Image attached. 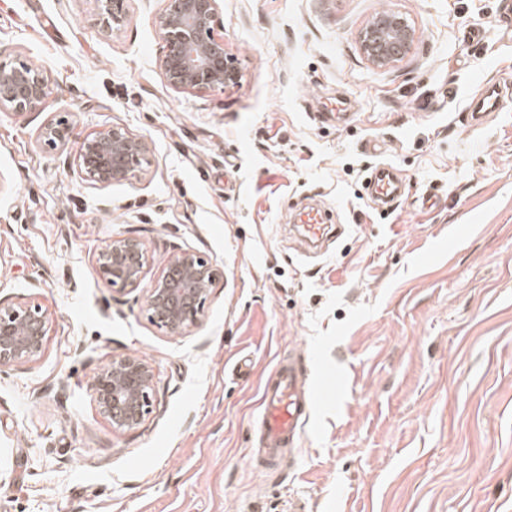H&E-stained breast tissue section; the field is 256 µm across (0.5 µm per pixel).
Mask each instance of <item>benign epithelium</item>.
Listing matches in <instances>:
<instances>
[{
	"instance_id": "benign-epithelium-1",
	"label": "benign epithelium",
	"mask_w": 512,
	"mask_h": 512,
	"mask_svg": "<svg viewBox=\"0 0 512 512\" xmlns=\"http://www.w3.org/2000/svg\"><path fill=\"white\" fill-rule=\"evenodd\" d=\"M107 29L125 20V0H96ZM218 0H165L159 27L166 52L159 68L163 80L179 93L224 89L238 81L224 40L214 35ZM415 29L400 13L369 21L360 34V49L376 67H388L408 53ZM52 93L47 73L25 61L0 66V111L21 114L43 109ZM72 125L66 117L51 118L39 133L42 144L54 148L69 141ZM147 140L128 128L113 125L86 136L75 161L83 179L102 189L144 171L151 164ZM148 256L134 234L113 237L95 256L97 276L111 287L137 288L145 277ZM217 278L211 259L191 250H178L146 288L149 320L171 335L196 328ZM49 331V318L33 301L0 298V368L38 361ZM155 372L145 358L114 357L88 380L87 389L99 414L114 432L140 427L151 413Z\"/></svg>"
}]
</instances>
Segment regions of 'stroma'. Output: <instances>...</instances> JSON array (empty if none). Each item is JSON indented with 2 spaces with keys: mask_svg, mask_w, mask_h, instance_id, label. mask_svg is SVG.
<instances>
[{
  "mask_svg": "<svg viewBox=\"0 0 512 512\" xmlns=\"http://www.w3.org/2000/svg\"><path fill=\"white\" fill-rule=\"evenodd\" d=\"M511 1L219 0L240 80L178 93L159 69L164 0H126L111 32L95 0H0V63L53 88L42 111L0 112V297L51 321L37 362L0 370V512H512V102L464 123L482 84L512 78ZM381 8L417 32L385 69L359 48ZM57 115L74 126L51 149ZM114 125L152 164L96 189L75 154ZM382 163L407 183L386 212L364 188ZM427 191L437 207L418 206ZM306 203L344 233L307 248L290 221ZM125 233L146 278L179 248L217 266L190 333L97 277ZM298 353L347 388L263 473L261 386ZM127 354L155 367L152 412L116 433L86 384ZM72 125L66 117L51 118L45 122L39 133V140L45 146H64L69 141Z\"/></svg>",
  "mask_w": 512,
  "mask_h": 512,
  "instance_id": "stroma-1",
  "label": "stroma"
}]
</instances>
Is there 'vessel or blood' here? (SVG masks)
<instances>
[{"mask_svg":"<svg viewBox=\"0 0 512 512\" xmlns=\"http://www.w3.org/2000/svg\"><path fill=\"white\" fill-rule=\"evenodd\" d=\"M507 102L499 82H488L472 100L466 119L474 125L485 124ZM369 187L375 203L387 211L405 194L406 181L393 166L380 165L372 171ZM327 223L321 211L311 209L306 211L298 231L314 244L326 239ZM310 373L308 364L297 357L279 365L264 383L254 421L260 434L259 469L266 471L278 466L283 449L301 439L317 404L329 405L341 399L347 385L344 376L331 374L315 385L310 381Z\"/></svg>","mask_w":512,"mask_h":512,"instance_id":"obj_1","label":"vessel or blood"}]
</instances>
